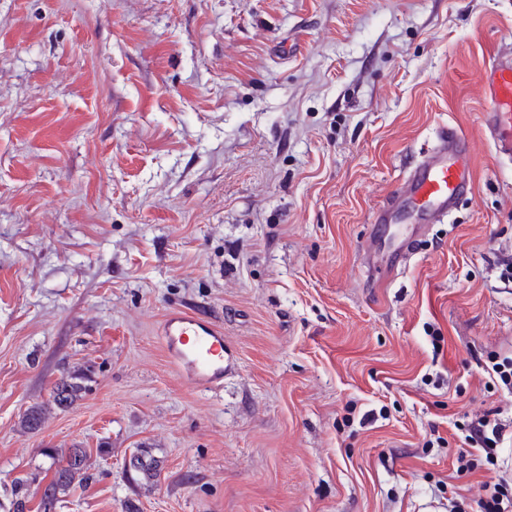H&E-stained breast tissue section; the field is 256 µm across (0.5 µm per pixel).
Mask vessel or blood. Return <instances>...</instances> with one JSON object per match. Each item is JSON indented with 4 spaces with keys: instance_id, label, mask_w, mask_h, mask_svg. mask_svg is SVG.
<instances>
[{
    "instance_id": "1",
    "label": "vessel or blood",
    "mask_w": 512,
    "mask_h": 512,
    "mask_svg": "<svg viewBox=\"0 0 512 512\" xmlns=\"http://www.w3.org/2000/svg\"><path fill=\"white\" fill-rule=\"evenodd\" d=\"M485 109L483 133L497 156L512 159V60H489L482 73ZM468 139L448 125L436 144L424 152L396 187L375 221L391 224L418 220L441 222L471 192L473 176L468 163ZM165 349L186 381L200 390L222 386L229 364L224 358V334L215 323L196 313L169 311L160 326Z\"/></svg>"
}]
</instances>
